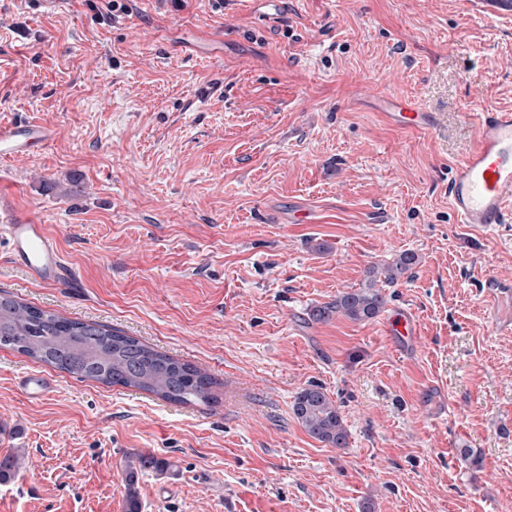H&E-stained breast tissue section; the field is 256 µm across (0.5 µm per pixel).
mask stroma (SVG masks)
<instances>
[{"label": "stroma", "mask_w": 512, "mask_h": 512, "mask_svg": "<svg viewBox=\"0 0 512 512\" xmlns=\"http://www.w3.org/2000/svg\"><path fill=\"white\" fill-rule=\"evenodd\" d=\"M0 0V121L51 143L0 161V200L58 235L76 283L10 264L0 294L123 331L191 363L207 404L55 371L0 349V512H512V223H457L448 172L477 115L512 110V12L485 0ZM433 113L395 126L381 99ZM377 280L374 319L310 320ZM409 313L416 332L394 327ZM317 383L348 445L294 418ZM481 458L472 466L467 452ZM418 263V257L415 253L404 252L400 254L391 263L385 265L381 270L384 275V281L388 284L396 283L403 278ZM17 384L28 398L41 399L55 389L56 380L47 375H21ZM169 466L170 463L167 460L151 454H136L124 460L127 512L141 511V503L136 487L140 475L146 471L163 473L168 470Z\"/></svg>", "instance_id": "stroma-1"}]
</instances>
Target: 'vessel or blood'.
<instances>
[{
	"instance_id": "vessel-or-blood-1",
	"label": "vessel or blood",
	"mask_w": 512,
	"mask_h": 512,
	"mask_svg": "<svg viewBox=\"0 0 512 512\" xmlns=\"http://www.w3.org/2000/svg\"><path fill=\"white\" fill-rule=\"evenodd\" d=\"M386 109L389 119L405 128L424 130L434 123L432 113L403 101H387ZM478 126L475 147L450 170L448 199L459 223L506 224L512 222L507 210L512 203V111L483 113ZM53 135L41 123H1L0 160L29 156L45 148ZM0 238L8 244L10 262L35 282L54 287L68 279L59 241L47 225L0 209ZM17 384L28 398L40 399L54 390L56 381L47 375H22Z\"/></svg>"
}]
</instances>
